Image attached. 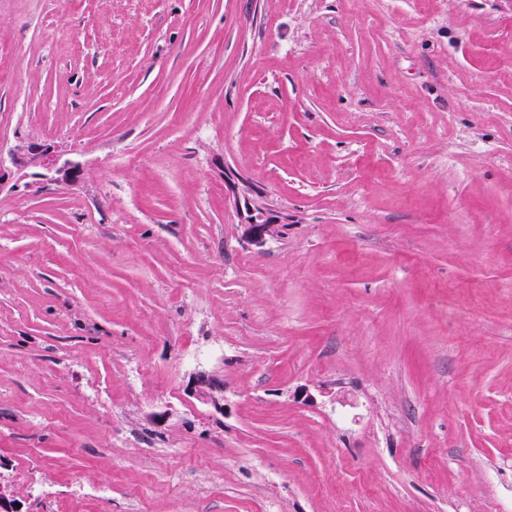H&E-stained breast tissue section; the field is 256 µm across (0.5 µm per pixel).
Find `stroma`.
<instances>
[{
  "mask_svg": "<svg viewBox=\"0 0 512 512\" xmlns=\"http://www.w3.org/2000/svg\"><path fill=\"white\" fill-rule=\"evenodd\" d=\"M0 34V158L80 167L0 186L24 512H512V0H0ZM247 192L288 219L260 249ZM9 162L16 171H31L42 182L67 184L75 181L78 168L52 146L29 144L19 146L11 154Z\"/></svg>",
  "mask_w": 512,
  "mask_h": 512,
  "instance_id": "stroma-1",
  "label": "stroma"
}]
</instances>
